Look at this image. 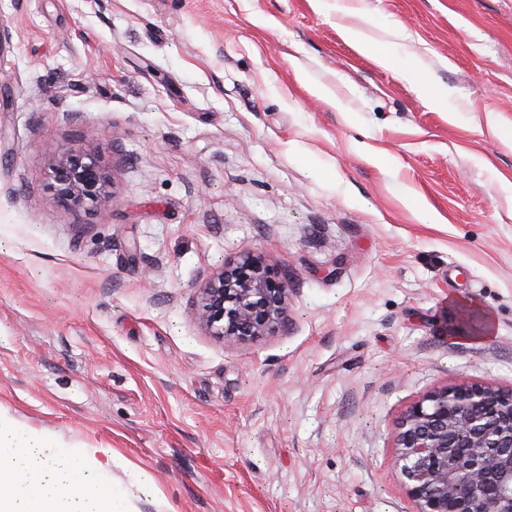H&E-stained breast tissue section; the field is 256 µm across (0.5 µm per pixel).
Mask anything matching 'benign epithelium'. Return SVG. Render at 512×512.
I'll return each instance as SVG.
<instances>
[{
	"mask_svg": "<svg viewBox=\"0 0 512 512\" xmlns=\"http://www.w3.org/2000/svg\"><path fill=\"white\" fill-rule=\"evenodd\" d=\"M53 200L65 209L105 202L100 161L80 147L53 167ZM291 277L250 249L198 289L196 319L235 347L280 331ZM416 512H512V389L461 383L411 405L394 436Z\"/></svg>",
	"mask_w": 512,
	"mask_h": 512,
	"instance_id": "1",
	"label": "benign epithelium"
}]
</instances>
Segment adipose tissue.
Masks as SVG:
<instances>
[{"mask_svg":"<svg viewBox=\"0 0 512 512\" xmlns=\"http://www.w3.org/2000/svg\"><path fill=\"white\" fill-rule=\"evenodd\" d=\"M112 457L102 446H71L0 411V512H132L145 487L133 478L122 490L107 482Z\"/></svg>","mask_w":512,"mask_h":512,"instance_id":"1","label":"adipose tissue"}]
</instances>
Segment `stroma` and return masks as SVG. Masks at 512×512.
Returning a JSON list of instances; mask_svg holds the SVG:
<instances>
[{
	"mask_svg": "<svg viewBox=\"0 0 512 512\" xmlns=\"http://www.w3.org/2000/svg\"><path fill=\"white\" fill-rule=\"evenodd\" d=\"M347 4L0 0V410L108 445L138 512H414L407 408L512 387V0ZM77 144L91 213L50 189ZM246 248L288 321L228 347L193 305ZM346 33L362 53L373 57L380 66L384 68L393 66L396 55L399 54V46L381 47L377 43L368 40L361 31L353 28H347ZM398 73L402 78L411 83L418 91L428 94L430 104L435 107H443L448 109V112L453 111L451 103L448 100V93L443 92L438 95L430 94V85L427 75L420 68H406L399 70ZM52 170L56 206L95 208L105 202L108 179L100 161L91 153L72 147L55 161Z\"/></svg>",
	"mask_w": 512,
	"mask_h": 512,
	"instance_id": "obj_1",
	"label": "stroma"
}]
</instances>
